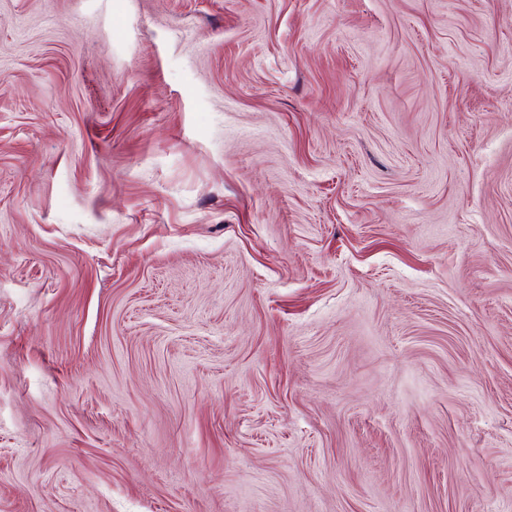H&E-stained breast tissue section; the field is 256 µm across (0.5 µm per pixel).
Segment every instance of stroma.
<instances>
[{
    "instance_id": "stroma-1",
    "label": "stroma",
    "mask_w": 512,
    "mask_h": 512,
    "mask_svg": "<svg viewBox=\"0 0 512 512\" xmlns=\"http://www.w3.org/2000/svg\"><path fill=\"white\" fill-rule=\"evenodd\" d=\"M0 512H512V0H0Z\"/></svg>"
}]
</instances>
